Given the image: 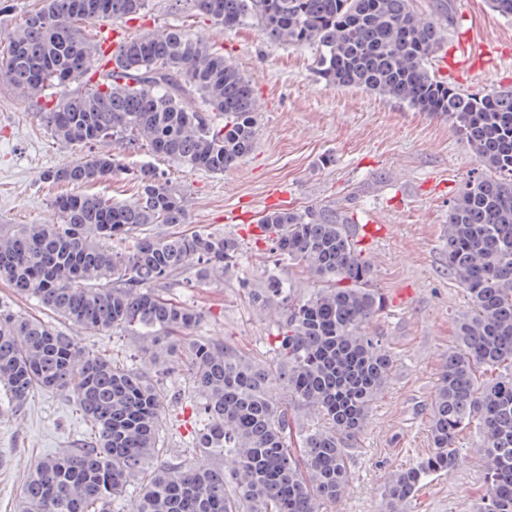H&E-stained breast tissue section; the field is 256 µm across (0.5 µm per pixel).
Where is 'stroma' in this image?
Here are the masks:
<instances>
[{"mask_svg": "<svg viewBox=\"0 0 512 512\" xmlns=\"http://www.w3.org/2000/svg\"><path fill=\"white\" fill-rule=\"evenodd\" d=\"M459 8L460 25L450 29L432 61L436 75L469 91L512 85V20L492 14L486 0H460ZM163 26L188 29L222 51L252 80L260 105L254 150L237 167L215 175L158 164L183 191L191 230L231 234L240 242L223 281L175 282L166 290L204 311L196 335L267 354L275 317L252 304L249 290L262 287L271 274L298 293L313 288L309 274L259 239L257 220L271 205L294 210L333 205L355 223L370 216L386 228L365 242L364 256L385 300L369 330L382 337L393 367L351 451L350 488L327 509L380 512L390 475L432 451L431 405L455 342L456 319L469 307L448 272V202L480 163L447 116L328 85L316 73L314 50L272 43L257 23L229 31L204 17L172 11L169 0H152L145 19L128 22L124 30L132 36ZM80 154L78 147L51 137L23 96L0 86V224L58 223L51 204L58 188L44 175ZM61 329L80 350L107 347L128 366L158 375L160 432L169 453L206 464V457L192 452L182 424L191 413L181 397L186 372L157 374L145 337L93 335L68 322ZM6 393L0 385V512H18L23 480L36 462L82 438L86 425L65 393H38L21 411L11 409ZM478 442L476 429L460 436L466 463L430 477L410 512H476L485 474L474 452Z\"/></svg>", "mask_w": 512, "mask_h": 512, "instance_id": "1", "label": "stroma"}]
</instances>
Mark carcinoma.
I'll return each instance as SVG.
<instances>
[{"label": "carcinoma", "instance_id": "carcinoma-1", "mask_svg": "<svg viewBox=\"0 0 512 512\" xmlns=\"http://www.w3.org/2000/svg\"><path fill=\"white\" fill-rule=\"evenodd\" d=\"M151 0H37L0 44V85L23 94L48 133L80 147L122 141L188 172L222 174L254 148L259 105L251 80L224 53L181 28L130 36L103 66L101 37L88 28L141 18ZM214 24H260L268 39L316 51L328 85L392 97L443 112L483 170L451 200L448 273L469 309L458 316L430 416L433 452L391 474L383 512H407L422 484L459 467L462 429L475 424L485 461L479 512H512V86L469 93L431 69L445 41L439 20L412 0H174ZM98 73L76 91L65 88ZM64 89L56 99L46 91ZM125 174L136 197L117 200L79 187ZM78 187L59 195V224L0 228V280L58 319L88 332L150 339L161 373L184 367L194 397L196 468L176 457L151 470L165 447L162 392L153 377L0 300V382L19 408L37 391L65 392L86 437L38 461L20 512H110L127 485L142 483L138 512H323L352 481L350 450L385 389L392 356L367 324L384 308L373 271L331 206L280 209L257 227L279 256L322 287L306 296L272 275L250 291L277 315L273 357L192 335L201 310L165 294L173 281L224 279L239 251L230 235L186 232L184 195L146 163L129 168L109 153L49 170ZM171 232L158 235L155 227ZM480 370L490 376L478 380ZM284 392L288 402L277 397ZM308 426L293 437L290 407Z\"/></svg>", "mask_w": 512, "mask_h": 512}]
</instances>
